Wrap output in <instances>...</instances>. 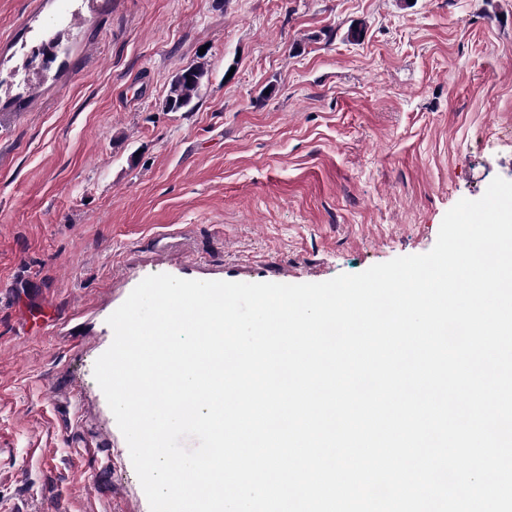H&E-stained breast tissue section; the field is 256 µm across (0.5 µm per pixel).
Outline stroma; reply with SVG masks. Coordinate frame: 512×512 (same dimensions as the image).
I'll use <instances>...</instances> for the list:
<instances>
[{
	"mask_svg": "<svg viewBox=\"0 0 512 512\" xmlns=\"http://www.w3.org/2000/svg\"><path fill=\"white\" fill-rule=\"evenodd\" d=\"M498 176L512 0H0V512H150L93 375L145 277L359 273ZM205 76L206 71L201 66L187 67L175 73L165 98V107L171 112L188 109L198 98Z\"/></svg>",
	"mask_w": 512,
	"mask_h": 512,
	"instance_id": "1",
	"label": "stroma"
}]
</instances>
